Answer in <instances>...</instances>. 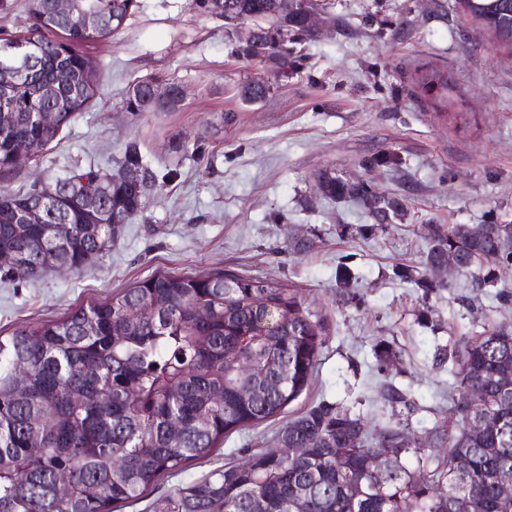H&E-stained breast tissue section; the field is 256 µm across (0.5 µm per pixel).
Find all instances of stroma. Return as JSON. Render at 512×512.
<instances>
[{"instance_id": "stroma-1", "label": "stroma", "mask_w": 512, "mask_h": 512, "mask_svg": "<svg viewBox=\"0 0 512 512\" xmlns=\"http://www.w3.org/2000/svg\"><path fill=\"white\" fill-rule=\"evenodd\" d=\"M314 7L322 29L302 44L300 72L286 74L237 55L235 31L193 0H135L118 33L86 48L95 91L82 114L9 183L52 184L76 164L116 171L130 141L159 178L110 251L81 273L54 268L34 280H0L2 335L161 271L280 281L325 326L314 380L280 415L229 434L116 512H151L158 498L244 460L322 401L383 422L400 414L425 442L450 415L455 340L512 327V303L495 289L472 288L459 275L454 289L427 291L393 274L398 265L422 269L426 225L512 224V52L457 0ZM417 65L447 74V106L417 101ZM253 79L269 85L264 100L238 94ZM144 82L178 84L184 96L166 112H128L126 99ZM378 155L399 164L365 172L362 160ZM325 171L369 177L376 191L404 199L406 218L372 228L362 206L322 197L317 176ZM362 224L367 234L358 233ZM343 265L354 287L337 281ZM380 342L402 359L385 377L376 370ZM387 379L408 393L409 406L385 407Z\"/></svg>"}]
</instances>
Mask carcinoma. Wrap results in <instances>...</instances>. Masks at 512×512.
<instances>
[{
    "mask_svg": "<svg viewBox=\"0 0 512 512\" xmlns=\"http://www.w3.org/2000/svg\"><path fill=\"white\" fill-rule=\"evenodd\" d=\"M228 21L242 19L255 34L239 40L242 53L295 71V45L316 33L301 0H196ZM134 0H96L104 19L98 35L118 32ZM461 8L512 48V0H458ZM74 25L51 15L16 39L0 42V80L22 56L36 59L10 99L11 121L0 123V181L24 152L34 160L93 96L94 65ZM65 52L82 92L47 94L56 81L53 49ZM413 83L419 96L450 85L423 67ZM242 97L261 101L263 80L242 85ZM138 86L126 109L173 108ZM56 107L49 125L40 111ZM141 170L127 182L125 170ZM157 183L137 145L125 147L120 169L76 167L47 197L36 184L0 187V272L33 279L51 267L82 271L103 256L121 224L144 208ZM321 194L364 206L382 227L407 215L404 199L379 193L368 179L324 173ZM45 207L50 220L22 224L17 212ZM95 222L92 234L86 225ZM424 272L400 266L394 274L419 288H452L434 279L448 255L474 288L495 285L494 271L512 265V224H450L429 229ZM323 324L296 290L275 280L217 270L205 275L160 272L103 302L81 304L60 320L24 322L0 337V512H112L156 485L164 475L208 456L224 437L277 416L316 372ZM457 370L448 392L452 418L433 434L448 438V453L428 469L408 420L392 414L374 422L321 402L291 420L246 463L212 470L157 499L153 512H500L502 485L512 482V331L486 329L460 337ZM391 408L409 406L407 394L383 381ZM482 395L475 406L471 393ZM481 420V430L468 426ZM402 448L401 462L380 470L375 459ZM416 455L417 466L405 460Z\"/></svg>",
    "mask_w": 512,
    "mask_h": 512,
    "instance_id": "1",
    "label": "carcinoma"
}]
</instances>
